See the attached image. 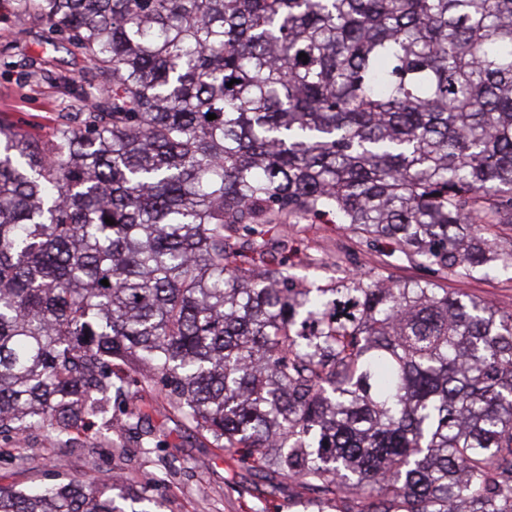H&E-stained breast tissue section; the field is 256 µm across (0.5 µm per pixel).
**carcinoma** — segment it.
Wrapping results in <instances>:
<instances>
[{"label": "carcinoma", "instance_id": "cac0c4a2", "mask_svg": "<svg viewBox=\"0 0 512 512\" xmlns=\"http://www.w3.org/2000/svg\"><path fill=\"white\" fill-rule=\"evenodd\" d=\"M5 7L87 67L47 137L0 120V442L118 429L129 367L304 512H512V312L437 282L512 263V0ZM329 215L376 271L270 263L263 227ZM160 482L0 512H162Z\"/></svg>", "mask_w": 512, "mask_h": 512}]
</instances>
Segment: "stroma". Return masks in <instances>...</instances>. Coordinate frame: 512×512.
<instances>
[{
    "label": "stroma",
    "instance_id": "1",
    "mask_svg": "<svg viewBox=\"0 0 512 512\" xmlns=\"http://www.w3.org/2000/svg\"><path fill=\"white\" fill-rule=\"evenodd\" d=\"M45 37V32L28 28L24 19L14 14L0 18V119L38 137L53 131L68 105L69 96L58 76L74 78L84 68L83 62L72 60L65 52L53 51ZM30 56L46 60L52 79H28L22 61ZM287 230L284 239L274 232L266 234L267 252L286 260L294 273L310 280L332 275L336 257L354 250L348 233L326 218L295 220ZM444 285L512 311V267L489 281L451 277ZM123 407L138 414L144 428L165 440V453L179 469L156 489L164 502L163 512H302L296 498L284 491L271 493L268 478L202 438L171 408L159 387L127 393ZM81 439L84 449L72 450L56 444L46 432L32 433L24 445L23 466L0 456V486L24 487L52 472L85 483L115 475L130 481L160 467L157 454L132 446L119 451L96 428L82 432Z\"/></svg>",
    "mask_w": 512,
    "mask_h": 512
}]
</instances>
